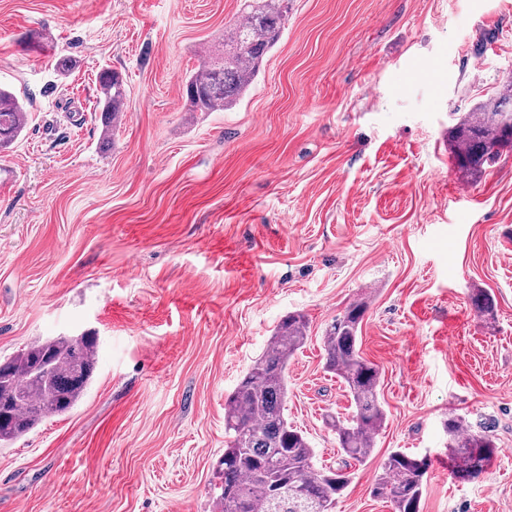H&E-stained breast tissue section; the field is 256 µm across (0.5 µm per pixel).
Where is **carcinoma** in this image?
Returning a JSON list of instances; mask_svg holds the SVG:
<instances>
[{
	"label": "carcinoma",
	"mask_w": 512,
	"mask_h": 512,
	"mask_svg": "<svg viewBox=\"0 0 512 512\" xmlns=\"http://www.w3.org/2000/svg\"><path fill=\"white\" fill-rule=\"evenodd\" d=\"M290 0H244V18L224 30V49L208 53L185 81L189 112H214L237 104L277 44ZM101 138L110 143L114 121L127 99L121 73L110 68L99 76ZM28 122L22 99L0 87V150L9 148ZM455 166L461 177L476 181L512 148V80L497 96L465 113L450 130ZM475 313L494 316L492 295H471ZM367 303L350 304L327 327L325 368L345 385L353 414L330 426L347 458L369 457L386 414L379 400V369L360 354L359 333ZM308 320L291 314L276 327L263 353L224 401L226 446L220 460L222 512H333L336 497L351 483L346 470L319 469L303 431L288 424V362L303 348ZM96 338L60 336L37 342L0 359V443L12 441L42 419L68 413L83 396L96 366ZM449 457L459 479L481 474L496 455L493 439L469 430L462 419H448ZM429 469L427 458L394 451L382 465L372 489L394 512H419Z\"/></svg>",
	"instance_id": "carcinoma-1"
}]
</instances>
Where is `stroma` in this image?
<instances>
[{
    "mask_svg": "<svg viewBox=\"0 0 512 512\" xmlns=\"http://www.w3.org/2000/svg\"><path fill=\"white\" fill-rule=\"evenodd\" d=\"M241 18V0H0V86L29 113L0 152V358L98 349L74 409L0 447V512H221L224 400L295 313L285 414L338 467L328 421L353 408L322 337L362 298L386 420L334 512H392L372 488L396 450L431 461L420 512H512V152L470 183L448 138L512 77V0H291L240 102L189 114L185 75ZM106 67L128 85L108 147ZM453 415L499 448L470 480Z\"/></svg>",
    "mask_w": 512,
    "mask_h": 512,
    "instance_id": "1",
    "label": "stroma"
}]
</instances>
